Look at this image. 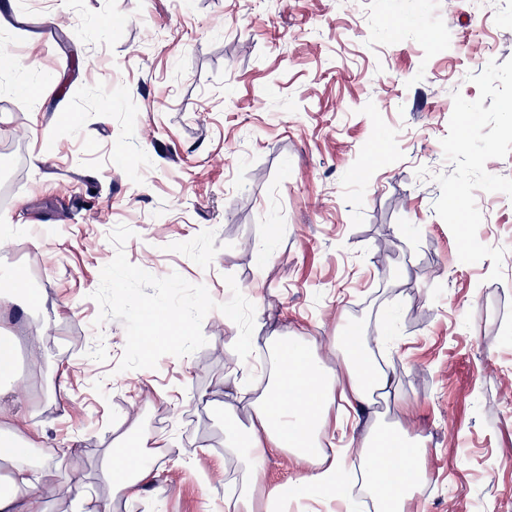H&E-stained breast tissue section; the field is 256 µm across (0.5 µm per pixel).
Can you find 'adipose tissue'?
<instances>
[{
	"label": "adipose tissue",
	"instance_id": "obj_1",
	"mask_svg": "<svg viewBox=\"0 0 512 512\" xmlns=\"http://www.w3.org/2000/svg\"><path fill=\"white\" fill-rule=\"evenodd\" d=\"M344 370L327 372L295 336H279L271 347L275 369L245 427L242 444L244 473L239 491L226 499V512H284L289 498L313 491L332 492L341 483L346 466L358 461L365 487L381 503L382 512H417L416 496L426 479V439L400 424L376 419L356 455L329 456L324 451L327 427L336 401L372 408L376 396H388L386 368L373 359L366 337L349 334L341 348ZM0 438V512H45L44 491L60 488L48 460L32 462L29 431L7 422ZM169 440L140 435L137 448L124 440L105 450L100 462L111 498L90 493L82 486L64 488L71 512H112V497L139 500V484L160 459ZM288 452L301 466L290 486L267 488L264 457L268 449Z\"/></svg>",
	"mask_w": 512,
	"mask_h": 512
}]
</instances>
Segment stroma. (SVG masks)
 I'll list each match as a JSON object with an SVG mask.
<instances>
[{
	"label": "stroma",
	"mask_w": 512,
	"mask_h": 512,
	"mask_svg": "<svg viewBox=\"0 0 512 512\" xmlns=\"http://www.w3.org/2000/svg\"><path fill=\"white\" fill-rule=\"evenodd\" d=\"M0 284L40 306L0 329L27 375L12 409L66 482L132 425L171 439L142 499L224 512L274 337L323 366L355 330L388 370L387 412L425 436L420 512H512V0H0ZM255 307L252 353L220 311L205 346L118 371L123 323L91 294L115 256ZM47 324L45 351L25 344ZM236 375L238 384L227 383ZM329 442L359 447L374 413L338 407ZM288 512H376L359 471Z\"/></svg>",
	"instance_id": "1"
}]
</instances>
